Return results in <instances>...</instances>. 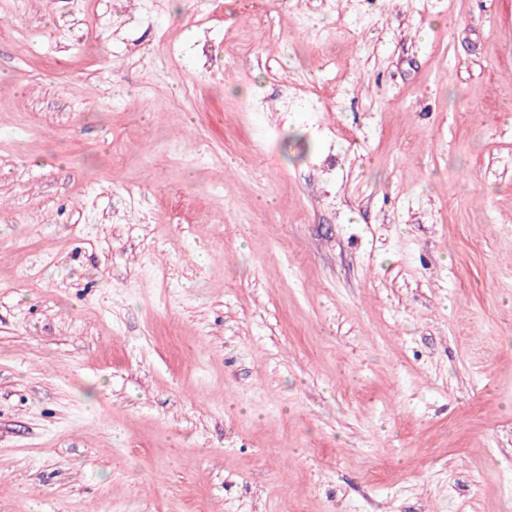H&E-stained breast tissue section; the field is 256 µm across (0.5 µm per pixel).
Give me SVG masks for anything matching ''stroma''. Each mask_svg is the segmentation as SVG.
<instances>
[{
	"mask_svg": "<svg viewBox=\"0 0 512 512\" xmlns=\"http://www.w3.org/2000/svg\"><path fill=\"white\" fill-rule=\"evenodd\" d=\"M0 512H512V0H0Z\"/></svg>",
	"mask_w": 512,
	"mask_h": 512,
	"instance_id": "obj_1",
	"label": "stroma"
}]
</instances>
